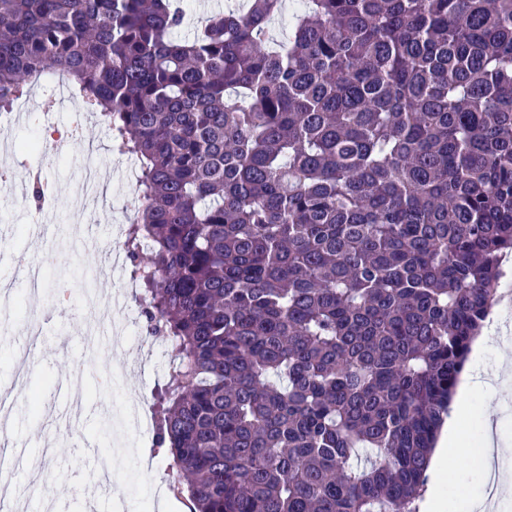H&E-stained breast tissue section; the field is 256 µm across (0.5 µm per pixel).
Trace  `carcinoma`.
<instances>
[{"label": "carcinoma", "mask_w": 512, "mask_h": 512, "mask_svg": "<svg viewBox=\"0 0 512 512\" xmlns=\"http://www.w3.org/2000/svg\"><path fill=\"white\" fill-rule=\"evenodd\" d=\"M0 0V112L65 80L135 158L122 243L195 512H417L512 252V0ZM202 1L204 0H183V4L186 9L187 13V25L185 28L181 30L179 33L180 37H188L194 34V31L197 26H200L202 23H204L207 16L210 14L216 13V12H222L227 10L228 7L232 6L236 2V0H219L222 1V6L220 8V11H209L206 10L202 4ZM212 12V13H211ZM198 14L203 15L204 17L201 19H198Z\"/></svg>", "instance_id": "cac0c4a2"}]
</instances>
